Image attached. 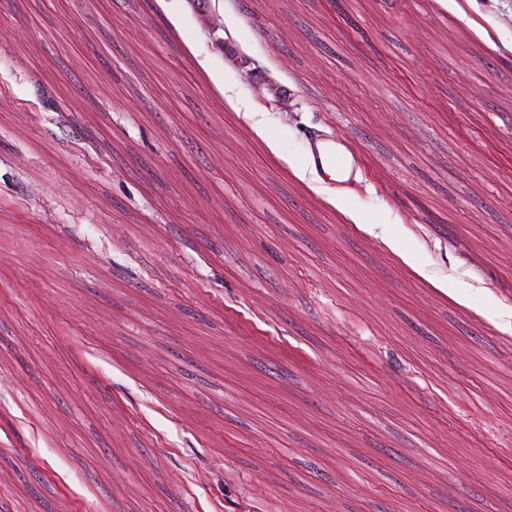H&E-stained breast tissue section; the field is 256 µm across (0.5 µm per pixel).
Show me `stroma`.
<instances>
[{
	"instance_id": "1",
	"label": "stroma",
	"mask_w": 512,
	"mask_h": 512,
	"mask_svg": "<svg viewBox=\"0 0 512 512\" xmlns=\"http://www.w3.org/2000/svg\"><path fill=\"white\" fill-rule=\"evenodd\" d=\"M511 385L512 0H0V512H512ZM343 142L344 140L322 139L318 136L311 137L309 141L315 168L323 173L333 172L337 178L334 181L338 183L348 182L357 164L355 156L341 148Z\"/></svg>"
}]
</instances>
